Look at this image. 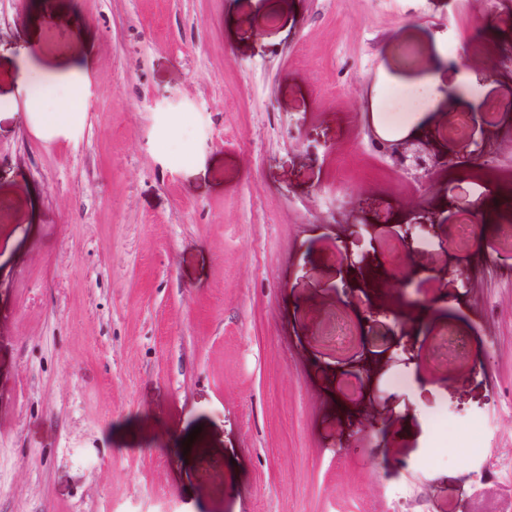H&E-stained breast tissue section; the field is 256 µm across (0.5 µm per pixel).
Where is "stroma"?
Masks as SVG:
<instances>
[{
	"instance_id": "obj_1",
	"label": "stroma",
	"mask_w": 512,
	"mask_h": 512,
	"mask_svg": "<svg viewBox=\"0 0 512 512\" xmlns=\"http://www.w3.org/2000/svg\"><path fill=\"white\" fill-rule=\"evenodd\" d=\"M42 2L0 0V512H512V0H53L57 39ZM440 59L491 89L422 98ZM25 63L81 83L68 122ZM475 95L490 164L448 135ZM372 245L394 303L336 285ZM382 149L397 169L415 175L418 180H427L435 168L447 163V160L432 154L421 142L386 141Z\"/></svg>"
}]
</instances>
